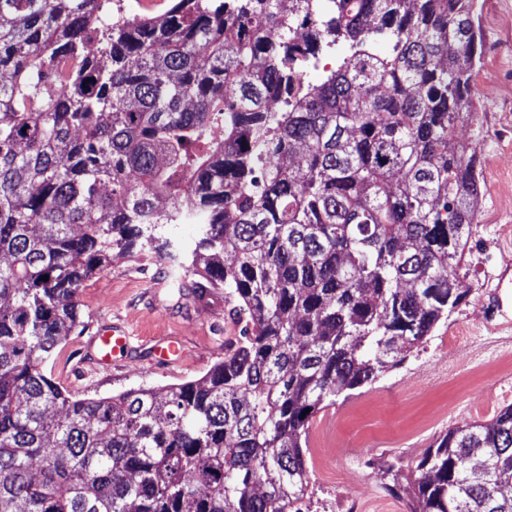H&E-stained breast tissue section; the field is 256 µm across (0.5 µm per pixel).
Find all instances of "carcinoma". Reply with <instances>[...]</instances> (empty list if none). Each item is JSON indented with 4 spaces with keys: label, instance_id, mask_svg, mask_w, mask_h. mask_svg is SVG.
Segmentation results:
<instances>
[{
    "label": "carcinoma",
    "instance_id": "obj_1",
    "mask_svg": "<svg viewBox=\"0 0 512 512\" xmlns=\"http://www.w3.org/2000/svg\"><path fill=\"white\" fill-rule=\"evenodd\" d=\"M103 2L0 0V512H311L314 414L469 293L476 0H174L132 22ZM176 224L199 230L184 262ZM146 246L224 289L237 346L161 391L70 393L52 372L80 288ZM506 473L512 405L391 462L386 490L512 512Z\"/></svg>",
    "mask_w": 512,
    "mask_h": 512
}]
</instances>
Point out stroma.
Instances as JSON below:
<instances>
[{
    "label": "stroma",
    "instance_id": "obj_1",
    "mask_svg": "<svg viewBox=\"0 0 512 512\" xmlns=\"http://www.w3.org/2000/svg\"><path fill=\"white\" fill-rule=\"evenodd\" d=\"M475 24L483 38L472 83L475 119L456 130L475 142L480 160L482 199L462 281L470 294L400 366L315 416L307 448L313 512L330 499L335 512H404L385 490L390 462L415 465L448 428L486 421L512 404V359L504 357L512 351V0H478ZM193 281L173 277L154 254H113L78 293L85 323L64 342L69 363L55 368L56 381L82 397H108L202 377L236 342L240 324L223 289L198 290ZM115 324L131 332L132 348L105 367L95 359L93 335ZM452 336L469 349L466 359L445 357ZM166 339L180 342L185 356L153 366L154 348Z\"/></svg>",
    "mask_w": 512,
    "mask_h": 512
}]
</instances>
